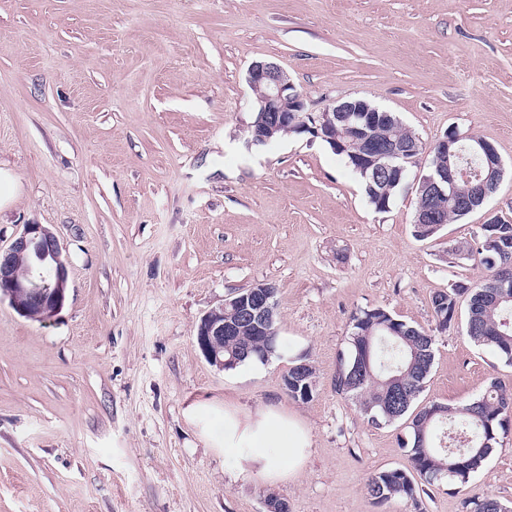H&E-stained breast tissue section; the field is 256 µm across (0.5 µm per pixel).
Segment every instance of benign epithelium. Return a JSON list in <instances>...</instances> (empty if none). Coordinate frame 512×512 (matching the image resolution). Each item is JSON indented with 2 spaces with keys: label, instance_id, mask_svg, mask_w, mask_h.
<instances>
[{
  "label": "benign epithelium",
  "instance_id": "7a95c632",
  "mask_svg": "<svg viewBox=\"0 0 512 512\" xmlns=\"http://www.w3.org/2000/svg\"><path fill=\"white\" fill-rule=\"evenodd\" d=\"M248 83L258 92L257 122L250 130V142L266 143L282 130L310 129L317 136L336 145V137L348 138L355 144V160L371 163L374 174H385V179H405L409 169L417 164L416 149L404 143L383 145L367 135L365 127L381 119L380 109L365 99L344 101L332 109L312 116L305 112V103L288 74L276 63L262 60L252 63ZM464 138L454 132L438 140L434 148L450 156L458 154ZM485 162L486 178L471 177L456 166L435 168L417 180L418 191L429 196H448L459 209L465 211L483 203L493 193L503 175V163L490 143L477 148ZM31 255L35 262L28 273L20 277L16 271L17 259ZM51 269L52 287L45 288L44 268ZM69 290V272L62 259V246L49 228L42 224H24L6 249L0 248V298L9 299L11 307L22 317L45 323L62 310ZM276 288L260 282L224 299L220 306L208 311L197 324L196 342L206 359L219 367H226L224 339L238 335L241 325L253 329L258 336H274L271 328L276 311L273 298ZM238 313L235 322L224 319L225 311Z\"/></svg>",
  "mask_w": 512,
  "mask_h": 512
}]
</instances>
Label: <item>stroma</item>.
Returning <instances> with one entry per match:
<instances>
[{"label": "stroma", "mask_w": 512, "mask_h": 512, "mask_svg": "<svg viewBox=\"0 0 512 512\" xmlns=\"http://www.w3.org/2000/svg\"><path fill=\"white\" fill-rule=\"evenodd\" d=\"M277 63L308 112L365 98L426 145L449 130L504 165L485 205L422 240L415 180L389 209L319 138L250 142V64ZM0 169L13 192L0 248L25 224L58 237L70 289L49 322L0 300V512H469L512 503V433L465 486L383 505L370 474L410 466L403 422L367 423L335 388L352 314L381 307L435 335L416 402L454 407L512 367L436 329V292L473 286L488 214L512 219V0H0ZM275 284L280 340L317 373L289 397V359L255 377L210 364L199 319L225 296ZM282 408L311 455L269 487L210 438L225 404Z\"/></svg>", "instance_id": "obj_1"}]
</instances>
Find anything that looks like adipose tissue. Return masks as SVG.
Listing matches in <instances>:
<instances>
[{"label":"adipose tissue","mask_w":512,"mask_h":512,"mask_svg":"<svg viewBox=\"0 0 512 512\" xmlns=\"http://www.w3.org/2000/svg\"><path fill=\"white\" fill-rule=\"evenodd\" d=\"M220 431L221 446L237 469L258 474L272 485L292 478L310 455L307 428L274 406L247 413L225 407Z\"/></svg>","instance_id":"obj_1"}]
</instances>
